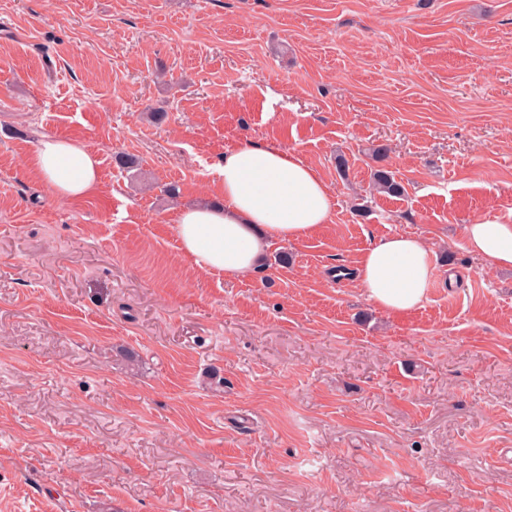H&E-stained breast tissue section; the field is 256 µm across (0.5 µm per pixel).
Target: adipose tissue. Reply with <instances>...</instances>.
I'll return each instance as SVG.
<instances>
[{"mask_svg":"<svg viewBox=\"0 0 512 512\" xmlns=\"http://www.w3.org/2000/svg\"><path fill=\"white\" fill-rule=\"evenodd\" d=\"M99 162L81 143L42 137L30 158L41 183L58 197L80 200L99 184ZM223 193L180 211L183 251L206 271L230 278L254 272L271 243L297 241L329 223L332 201L314 167L297 155L255 144L224 154L217 167ZM466 245L497 269H512V224L484 219L467 225ZM435 273L430 251L416 236L395 234L369 247L353 275L377 308L409 312L425 300Z\"/></svg>","mask_w":512,"mask_h":512,"instance_id":"ef3b65f1","label":"adipose tissue"}]
</instances>
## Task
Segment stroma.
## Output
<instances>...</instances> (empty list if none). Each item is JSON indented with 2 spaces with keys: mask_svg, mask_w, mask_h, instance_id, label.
I'll list each match as a JSON object with an SVG mask.
<instances>
[{
  "mask_svg": "<svg viewBox=\"0 0 512 512\" xmlns=\"http://www.w3.org/2000/svg\"><path fill=\"white\" fill-rule=\"evenodd\" d=\"M43 135L97 193L39 183ZM254 143L334 211L227 278L175 224ZM380 145L404 196L369 188ZM485 218L512 222V0H0V512H512ZM400 233L436 274L393 313L350 272ZM98 165L81 143L58 136L42 137L30 158L39 181L58 197L71 201L96 192L100 184Z\"/></svg>",
  "mask_w": 512,
  "mask_h": 512,
  "instance_id": "obj_1",
  "label": "stroma"
}]
</instances>
